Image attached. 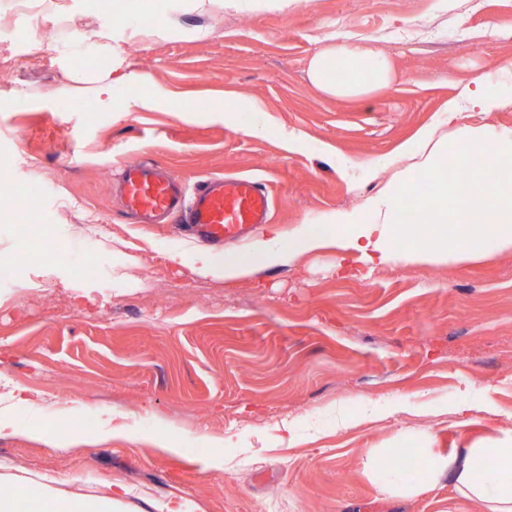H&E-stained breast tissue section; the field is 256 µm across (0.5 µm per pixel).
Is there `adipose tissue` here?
Here are the masks:
<instances>
[{
  "label": "adipose tissue",
  "mask_w": 512,
  "mask_h": 512,
  "mask_svg": "<svg viewBox=\"0 0 512 512\" xmlns=\"http://www.w3.org/2000/svg\"><path fill=\"white\" fill-rule=\"evenodd\" d=\"M308 75L328 97L365 98L392 83L394 66L384 54L335 42L310 59ZM401 155L411 160L418 180H427L452 160L462 168L465 182L452 194L439 188L420 196L414 203L420 220L414 224L401 218L411 193L410 186L402 183L373 201L377 215L373 224L361 222L355 213L340 212L324 224L299 225L286 237L271 232L245 254L200 251L189 255L175 250L169 260L176 265L191 264L200 277L226 280L292 263L330 242L371 268L412 258H444L459 251L477 259L489 247L512 246V132L491 138L482 128L462 126L451 150L426 130L418 136L415 148H403ZM475 155L491 159V169L470 166ZM364 467L380 493L390 499L416 496L448 478L461 497L479 502L487 512H512V437L445 454L425 449L423 467L414 480L397 455L387 461L384 471H377L370 459Z\"/></svg>",
  "instance_id": "obj_1"
}]
</instances>
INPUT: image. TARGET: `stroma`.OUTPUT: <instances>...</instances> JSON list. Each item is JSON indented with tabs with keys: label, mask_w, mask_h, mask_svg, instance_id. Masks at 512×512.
<instances>
[{
	"label": "stroma",
	"mask_w": 512,
	"mask_h": 512,
	"mask_svg": "<svg viewBox=\"0 0 512 512\" xmlns=\"http://www.w3.org/2000/svg\"><path fill=\"white\" fill-rule=\"evenodd\" d=\"M1 20L20 58L0 67V472L88 498L118 483L128 512H483L445 479L383 498L364 462L512 436V248L341 275L329 245L204 279L168 255L206 243L131 223L118 177L140 162L188 191L258 180L272 202L259 238L341 211L372 222L420 130L512 131V0H0ZM155 21L180 31L133 36ZM333 40L390 57L393 83L322 94L308 62ZM479 85L500 107L449 120ZM145 95L155 108L126 111ZM220 103L246 121L212 114ZM109 420L129 436L98 438ZM228 430L237 444L202 447Z\"/></svg>",
	"instance_id": "obj_1"
}]
</instances>
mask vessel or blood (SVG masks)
<instances>
[{
    "mask_svg": "<svg viewBox=\"0 0 512 512\" xmlns=\"http://www.w3.org/2000/svg\"><path fill=\"white\" fill-rule=\"evenodd\" d=\"M124 191L128 211L142 223L166 217L214 245L244 241L268 221V195L251 178H210L188 199L162 168L135 163L124 168Z\"/></svg>",
    "mask_w": 512,
    "mask_h": 512,
    "instance_id": "vessel-or-blood-1",
    "label": "vessel or blood"
}]
</instances>
